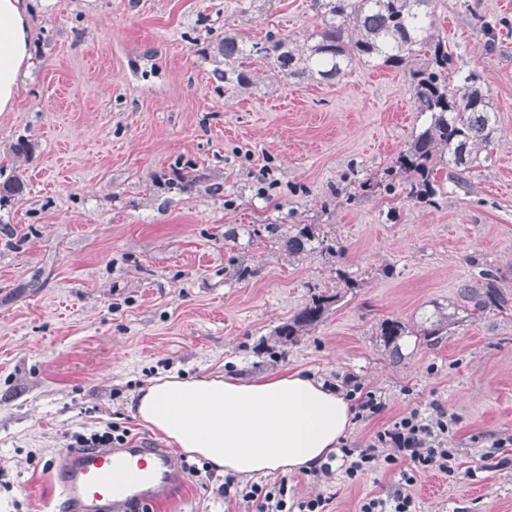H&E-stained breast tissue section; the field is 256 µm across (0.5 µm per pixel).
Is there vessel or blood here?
Instances as JSON below:
<instances>
[{
	"instance_id": "obj_1",
	"label": "vessel or blood",
	"mask_w": 512,
	"mask_h": 512,
	"mask_svg": "<svg viewBox=\"0 0 512 512\" xmlns=\"http://www.w3.org/2000/svg\"><path fill=\"white\" fill-rule=\"evenodd\" d=\"M179 470L169 449L135 440L120 448L70 449L59 464L60 491L74 512H98L105 503L123 510L168 498Z\"/></svg>"
}]
</instances>
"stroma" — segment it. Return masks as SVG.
<instances>
[{
	"mask_svg": "<svg viewBox=\"0 0 512 512\" xmlns=\"http://www.w3.org/2000/svg\"><path fill=\"white\" fill-rule=\"evenodd\" d=\"M432 12L499 125L491 161L434 207L378 187L424 122L403 71L261 72L231 90L214 79L224 30L305 39L321 24L313 0H47L32 15V78L0 112V174L27 184L0 202L1 498L65 512L57 465L83 424L119 418L168 447L129 409L155 377L302 371L381 394L384 412L347 435L359 445L419 405L457 417L458 471L418 481L420 512H512V465L479 466L490 453L512 462V445L492 446L512 435V304L479 312L460 292L489 271L512 301V0H433ZM263 166L265 194L251 176ZM301 224L334 252L289 256ZM321 291L340 299L275 346ZM443 316L435 346L411 333L394 355L379 336L387 319L413 330ZM395 480L289 478L299 495H332V512H357ZM206 484L180 473L153 512H243Z\"/></svg>",
	"mask_w": 512,
	"mask_h": 512,
	"instance_id": "35a3bbf8",
	"label": "stroma"
}]
</instances>
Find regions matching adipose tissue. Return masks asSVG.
I'll use <instances>...</instances> for the list:
<instances>
[{
    "label": "adipose tissue",
    "instance_id": "obj_1",
    "mask_svg": "<svg viewBox=\"0 0 512 512\" xmlns=\"http://www.w3.org/2000/svg\"><path fill=\"white\" fill-rule=\"evenodd\" d=\"M39 0H0V112L32 65ZM139 419L182 451L238 477L290 475L325 461L352 426L348 399L293 372L252 380L159 377L136 397Z\"/></svg>",
    "mask_w": 512,
    "mask_h": 512
}]
</instances>
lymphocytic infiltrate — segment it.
<instances>
[{
	"mask_svg": "<svg viewBox=\"0 0 512 512\" xmlns=\"http://www.w3.org/2000/svg\"><path fill=\"white\" fill-rule=\"evenodd\" d=\"M457 424L455 416L440 406L425 411L415 407L402 414L387 427L378 430L370 442L356 445L342 442L328 462L311 469L313 481L327 484L334 478L357 482L366 473L394 471L398 481L385 495L363 498L359 512H419L413 488L418 479L431 472L454 475L456 449L450 442ZM130 429L119 422L103 428L75 431L68 436L72 448H118L128 443ZM216 493L238 500L246 512H329L331 499L318 493L298 496L287 481L239 484L232 476L225 477Z\"/></svg>",
	"mask_w": 512,
	"mask_h": 512,
	"instance_id": "lymphocytic-infiltrate-1",
	"label": "lymphocytic infiltrate"
}]
</instances>
